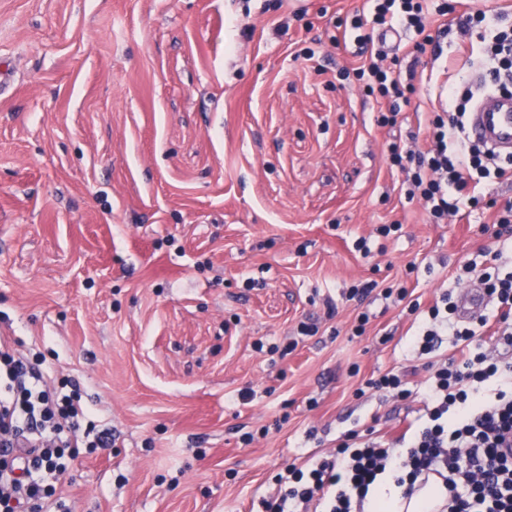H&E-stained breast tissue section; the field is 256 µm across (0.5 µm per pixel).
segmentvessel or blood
<instances>
[{"label": "vessel or blood", "instance_id": "obj_1", "mask_svg": "<svg viewBox=\"0 0 512 512\" xmlns=\"http://www.w3.org/2000/svg\"><path fill=\"white\" fill-rule=\"evenodd\" d=\"M466 130L473 142L494 154L512 156V93L490 89L472 100L466 114ZM487 302L482 289L464 290L457 299V315L463 320L475 318Z\"/></svg>", "mask_w": 512, "mask_h": 512}]
</instances>
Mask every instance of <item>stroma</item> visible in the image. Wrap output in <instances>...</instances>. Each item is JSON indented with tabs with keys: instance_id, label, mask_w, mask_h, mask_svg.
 <instances>
[{
	"instance_id": "35a3bbf8",
	"label": "stroma",
	"mask_w": 512,
	"mask_h": 512,
	"mask_svg": "<svg viewBox=\"0 0 512 512\" xmlns=\"http://www.w3.org/2000/svg\"><path fill=\"white\" fill-rule=\"evenodd\" d=\"M442 2L392 50L414 91L391 128L340 77L369 0H0V337L75 380L114 438L71 461L67 512H258L344 434L424 420L458 347L420 354V321L470 288L465 265H512L494 208L431 223L386 161L441 85L491 66ZM391 370L407 399L368 387Z\"/></svg>"
}]
</instances>
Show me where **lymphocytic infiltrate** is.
Segmentation results:
<instances>
[{
	"mask_svg": "<svg viewBox=\"0 0 512 512\" xmlns=\"http://www.w3.org/2000/svg\"><path fill=\"white\" fill-rule=\"evenodd\" d=\"M373 21L395 31L424 32V0H372ZM492 29L485 52L494 62L490 86L512 88V34L496 31V16L478 10L465 16ZM383 50L370 53L355 75L366 95L389 107L377 122H398L396 103L405 96L399 73ZM448 107L429 121L425 148L388 146L391 167L405 172L407 195L423 201L433 223L479 203L484 180H512V158L493 156L464 134L470 98L448 89ZM486 294L495 300L498 339L512 345V271L468 265ZM455 304L443 294L428 310V320L414 337L421 353H430L438 332L460 342V361L441 365L424 393L427 419L396 441L361 443L349 433L335 454L289 466L277 474L276 495L261 499L262 512H368L378 481L395 477L409 491L419 490L427 473L439 475L443 512H512V363L500 365L487 355L469 353L476 327L452 321ZM91 408L67 382L49 385L41 359L16 354L0 341V512H59L54 484L68 468L70 449L111 448V433L97 431Z\"/></svg>",
	"mask_w": 512,
	"mask_h": 512,
	"instance_id": "lymphocytic-infiltrate-1",
	"label": "lymphocytic infiltrate"
}]
</instances>
